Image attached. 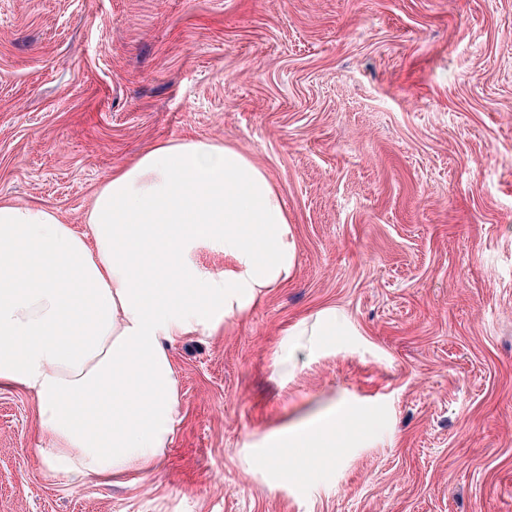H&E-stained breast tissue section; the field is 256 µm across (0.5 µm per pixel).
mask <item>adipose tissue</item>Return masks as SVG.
<instances>
[{
    "label": "adipose tissue",
    "instance_id": "1",
    "mask_svg": "<svg viewBox=\"0 0 512 512\" xmlns=\"http://www.w3.org/2000/svg\"><path fill=\"white\" fill-rule=\"evenodd\" d=\"M226 265L201 272L197 245ZM296 245L268 174L238 148L167 141L113 173L83 227L51 208L0 202V386L37 399L43 455L68 483L156 471L178 419L171 344L246 318L290 279ZM342 315L294 325L276 368L293 373ZM346 403L285 429L252 469L285 475L339 460L364 431Z\"/></svg>",
    "mask_w": 512,
    "mask_h": 512
}]
</instances>
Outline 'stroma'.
I'll return each instance as SVG.
<instances>
[{"instance_id": "stroma-1", "label": "stroma", "mask_w": 512, "mask_h": 512, "mask_svg": "<svg viewBox=\"0 0 512 512\" xmlns=\"http://www.w3.org/2000/svg\"><path fill=\"white\" fill-rule=\"evenodd\" d=\"M186 138L266 171L295 272L171 347L153 474L52 477L35 398L0 387V512H512V0H0V200L78 226ZM327 307L345 323L280 376ZM341 399L368 419L342 465L249 468ZM342 318L343 315L336 309H324L310 320L294 325L280 347L276 362L277 371L290 374L310 360L318 351L322 336L332 335L336 323L341 322Z\"/></svg>"}]
</instances>
